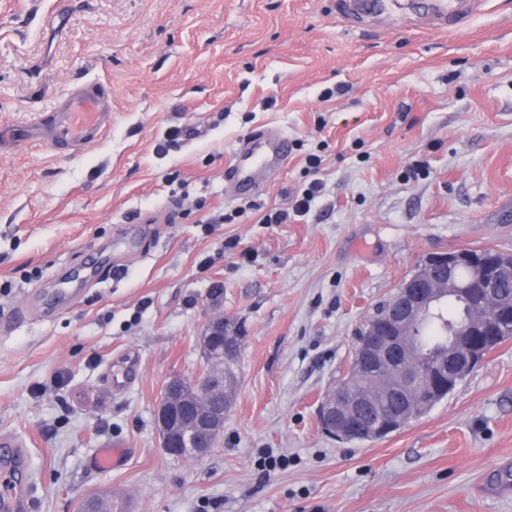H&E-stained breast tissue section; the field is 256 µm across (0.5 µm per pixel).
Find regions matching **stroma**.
I'll list each match as a JSON object with an SVG mask.
<instances>
[{
	"label": "stroma",
	"instance_id": "obj_1",
	"mask_svg": "<svg viewBox=\"0 0 512 512\" xmlns=\"http://www.w3.org/2000/svg\"><path fill=\"white\" fill-rule=\"evenodd\" d=\"M429 6L0 0V435L29 450L31 512L116 488L129 512H512V338L384 439L317 420L423 256L512 253V0L451 27ZM94 78L97 141L18 139ZM265 129L286 163L227 189ZM316 180L309 211L262 223ZM216 313L243 337L233 406L216 448L176 459L155 407ZM102 448L121 465L96 469Z\"/></svg>",
	"mask_w": 512,
	"mask_h": 512
}]
</instances>
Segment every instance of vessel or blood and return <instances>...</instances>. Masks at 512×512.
I'll return each instance as SVG.
<instances>
[{"label": "vessel or blood", "mask_w": 512, "mask_h": 512, "mask_svg": "<svg viewBox=\"0 0 512 512\" xmlns=\"http://www.w3.org/2000/svg\"><path fill=\"white\" fill-rule=\"evenodd\" d=\"M480 0H431V5L445 26L455 25L469 15ZM112 125V95L98 80L86 81L62 100L59 112L41 137L58 151L74 150L93 142ZM234 162L227 177L233 189L247 188L255 173L244 167L254 160L259 170L271 172L287 160V138L276 130H267L244 141L234 152ZM258 170V171H259ZM28 450L16 438L0 437V512H28L30 494L25 482Z\"/></svg>", "instance_id": "b4317fda"}]
</instances>
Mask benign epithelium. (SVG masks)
Segmentation results:
<instances>
[{"label":"benign epithelium","mask_w":512,"mask_h":512,"mask_svg":"<svg viewBox=\"0 0 512 512\" xmlns=\"http://www.w3.org/2000/svg\"><path fill=\"white\" fill-rule=\"evenodd\" d=\"M468 262L478 266L483 284L481 299L471 305L469 315L456 327L447 345L421 350L415 338L419 322L440 302L450 297L464 298L468 293L467 288L438 275V271ZM507 277L512 278V257L479 261L461 249L424 257L394 288L383 311L364 319L361 335L354 338L350 375L379 372L397 378L410 390L419 384L431 390L435 380L446 377L448 389H453L485 358L487 341L512 335V299L497 291L500 280ZM238 348V338L227 328L224 315L209 318L201 336V371L192 380L171 379L156 406L160 445L167 455L199 458L215 446L224 429L227 400L236 385L227 366L238 359ZM368 400L369 396L349 380L339 382L317 407L322 430L345 441L360 436L373 439L401 424L415 407L416 395L366 430L361 425V412Z\"/></svg>","instance_id":"7a95c632"}]
</instances>
